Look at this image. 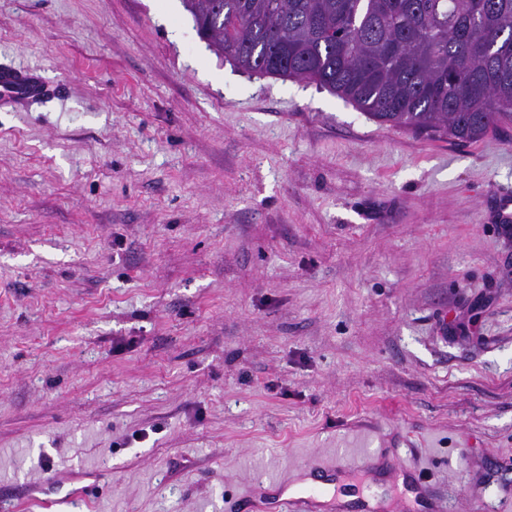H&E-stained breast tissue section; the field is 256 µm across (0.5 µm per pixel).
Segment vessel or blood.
Returning a JSON list of instances; mask_svg holds the SVG:
<instances>
[{
	"label": "vessel or blood",
	"mask_w": 512,
	"mask_h": 512,
	"mask_svg": "<svg viewBox=\"0 0 512 512\" xmlns=\"http://www.w3.org/2000/svg\"><path fill=\"white\" fill-rule=\"evenodd\" d=\"M47 92V85L35 75L11 66L0 68V101L22 105ZM376 466L399 472L422 491L428 492L427 512H446L442 500L430 495V485L419 468L404 464L393 448H379L372 452L358 449L339 461L308 464L305 470L309 474V485L299 490L292 488L287 479L260 480L243 496L230 502L229 508L231 512H336V501L325 492L324 482L339 473L359 475Z\"/></svg>",
	"instance_id": "vessel-or-blood-1"
}]
</instances>
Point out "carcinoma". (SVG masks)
<instances>
[{
	"label": "carcinoma",
	"instance_id": "obj_1",
	"mask_svg": "<svg viewBox=\"0 0 512 512\" xmlns=\"http://www.w3.org/2000/svg\"><path fill=\"white\" fill-rule=\"evenodd\" d=\"M238 69L461 142L512 122V0H183Z\"/></svg>",
	"mask_w": 512,
	"mask_h": 512
}]
</instances>
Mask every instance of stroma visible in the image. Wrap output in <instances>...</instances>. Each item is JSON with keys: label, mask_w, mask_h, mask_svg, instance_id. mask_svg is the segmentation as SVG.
Segmentation results:
<instances>
[{"label": "stroma", "mask_w": 512, "mask_h": 512, "mask_svg": "<svg viewBox=\"0 0 512 512\" xmlns=\"http://www.w3.org/2000/svg\"><path fill=\"white\" fill-rule=\"evenodd\" d=\"M9 64L64 97L0 104L1 501L227 512L397 448L448 512H512V124L378 123L182 0H0Z\"/></svg>", "instance_id": "stroma-1"}]
</instances>
